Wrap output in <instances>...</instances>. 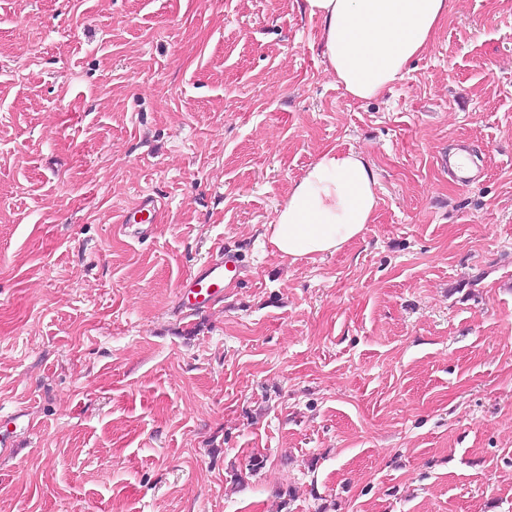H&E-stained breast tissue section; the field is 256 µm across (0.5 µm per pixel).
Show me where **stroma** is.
<instances>
[{"label": "stroma", "mask_w": 512, "mask_h": 512, "mask_svg": "<svg viewBox=\"0 0 512 512\" xmlns=\"http://www.w3.org/2000/svg\"><path fill=\"white\" fill-rule=\"evenodd\" d=\"M300 2L0 0V512H512V0H451L369 100ZM330 148L375 220L280 257ZM160 208L157 200L151 194H143L131 206L126 208L120 216V228L135 227L138 234L147 232L153 225L158 224ZM237 262L232 256L222 257L182 281L178 293L183 306L193 311L224 294V288H230L238 278Z\"/></svg>", "instance_id": "1"}]
</instances>
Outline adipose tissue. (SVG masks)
I'll list each match as a JSON object with an SVG mask.
<instances>
[{"instance_id":"obj_1","label":"adipose tissue","mask_w":512,"mask_h":512,"mask_svg":"<svg viewBox=\"0 0 512 512\" xmlns=\"http://www.w3.org/2000/svg\"><path fill=\"white\" fill-rule=\"evenodd\" d=\"M302 9L321 26L327 72L353 98L367 100L403 77L450 0H302ZM377 184L362 153L325 150L292 184L262 236L283 257L335 253L373 222Z\"/></svg>"}]
</instances>
